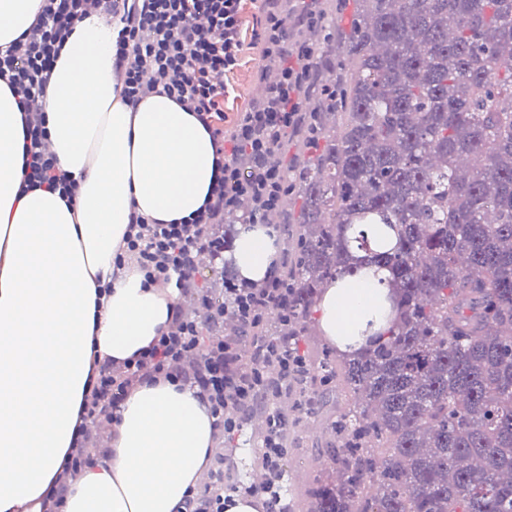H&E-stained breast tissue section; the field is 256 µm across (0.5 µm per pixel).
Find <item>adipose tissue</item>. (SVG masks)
Masks as SVG:
<instances>
[{
    "label": "adipose tissue",
    "instance_id": "1",
    "mask_svg": "<svg viewBox=\"0 0 512 512\" xmlns=\"http://www.w3.org/2000/svg\"><path fill=\"white\" fill-rule=\"evenodd\" d=\"M41 0H0V46L22 39ZM113 26L98 12L75 24L45 95L49 147L76 182L73 202L22 191L24 134L18 98L0 80V512H42L73 451L93 355L120 365L165 332L178 296L144 287L133 267L113 273L131 215L163 224L202 206L214 174L209 132L163 94L137 106L116 88ZM266 227L244 225L233 258L239 277L274 273ZM387 269L329 283L319 330L359 350L394 317ZM111 287L100 297L101 287ZM197 388L138 385L123 402L106 454L71 482L66 512H184L215 440Z\"/></svg>",
    "mask_w": 512,
    "mask_h": 512
}]
</instances>
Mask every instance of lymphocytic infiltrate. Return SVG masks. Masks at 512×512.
<instances>
[{
  "label": "lymphocytic infiltrate",
  "instance_id": "obj_1",
  "mask_svg": "<svg viewBox=\"0 0 512 512\" xmlns=\"http://www.w3.org/2000/svg\"><path fill=\"white\" fill-rule=\"evenodd\" d=\"M108 16L117 31L115 71L120 96L132 105L152 93L167 95L195 114L209 131L217 175L202 209L176 224H154L135 215L115 269L135 264L146 285L175 286L193 295L202 317L175 313L166 333L122 365L94 359L96 380L84 398L78 426V451L64 461L44 512H65L73 475L97 457L89 425L118 422L128 393L144 381L160 378L199 388L215 418L218 447L204 485L189 489L185 512H224L232 496L260 498L263 512H290L283 492L288 454V416L277 405L279 395L303 379L298 348L280 336L260 340L269 314L287 318L285 262L277 260L272 277L262 284L228 280L224 306L216 308L199 288L193 273L201 256L223 250L215 228L250 199L245 216L258 224L280 207L293 187L284 165L276 162L287 137L302 127L313 96L320 93L317 53L304 30L327 25L322 0H263V22L255 44L264 60L277 64L279 76L262 98L238 113L232 128L223 125L225 85L244 50L240 38L242 0H42L24 38L0 50V79L18 96L24 114L23 189L45 188L74 198L75 182L47 151V116L43 97L58 51L89 9ZM231 314L245 329L243 336L203 340L200 321L218 322ZM260 408L266 428L257 438V459L267 475L261 486L238 478L226 445L243 427L242 415Z\"/></svg>",
  "mask_w": 512,
  "mask_h": 512
}]
</instances>
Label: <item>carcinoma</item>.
I'll return each instance as SVG.
<instances>
[{"instance_id":"1","label":"carcinoma","mask_w":512,"mask_h":512,"mask_svg":"<svg viewBox=\"0 0 512 512\" xmlns=\"http://www.w3.org/2000/svg\"><path fill=\"white\" fill-rule=\"evenodd\" d=\"M355 2L350 71L289 164L291 311L270 330L309 335L324 284L363 262L391 271L396 318L305 355L345 407L298 512H512V0Z\"/></svg>"}]
</instances>
